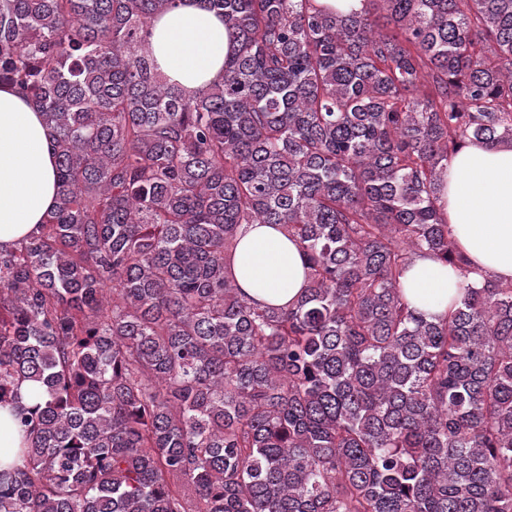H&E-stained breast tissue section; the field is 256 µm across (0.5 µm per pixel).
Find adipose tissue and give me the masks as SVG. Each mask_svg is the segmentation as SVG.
<instances>
[{
    "label": "adipose tissue",
    "mask_w": 512,
    "mask_h": 512,
    "mask_svg": "<svg viewBox=\"0 0 512 512\" xmlns=\"http://www.w3.org/2000/svg\"><path fill=\"white\" fill-rule=\"evenodd\" d=\"M149 50L161 76L186 95L220 80L231 50L224 20L198 0H180L152 22ZM55 142L42 114L17 87L0 85V248L31 234L57 202ZM442 212L458 249L475 272L512 281V143L474 142L453 155L441 193ZM306 266L295 243L276 226L245 227L230 273L261 305L296 302ZM462 277L435 256L406 269L402 291L411 308L442 318L459 299Z\"/></svg>",
    "instance_id": "adipose-tissue-1"
}]
</instances>
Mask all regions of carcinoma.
Masks as SVG:
<instances>
[{
	"mask_svg": "<svg viewBox=\"0 0 512 512\" xmlns=\"http://www.w3.org/2000/svg\"><path fill=\"white\" fill-rule=\"evenodd\" d=\"M178 2L0 0L58 186L0 249V512H512V287L401 289L469 274L442 177L512 142V0H201L233 51L190 98L146 50ZM244 224L303 253L294 306L228 275ZM461 281L457 269L427 254L416 257L401 278L411 308L436 319L445 317L459 299ZM22 439L14 424L10 407L0 408V464L2 468L18 462L17 451Z\"/></svg>",
	"mask_w": 512,
	"mask_h": 512,
	"instance_id": "obj_1",
	"label": "carcinoma"
}]
</instances>
